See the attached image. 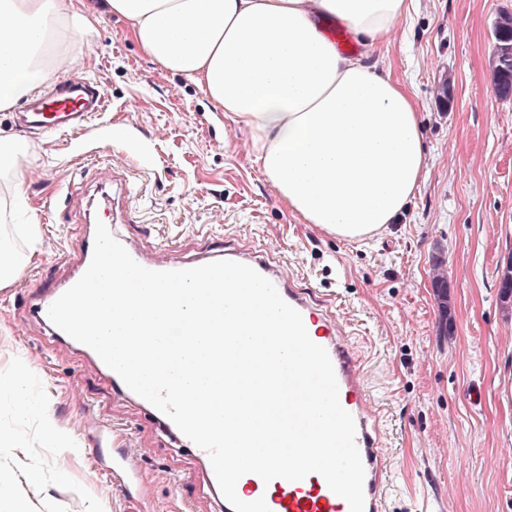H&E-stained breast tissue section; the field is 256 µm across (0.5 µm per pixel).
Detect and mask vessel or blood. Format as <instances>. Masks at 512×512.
Instances as JSON below:
<instances>
[{"mask_svg":"<svg viewBox=\"0 0 512 512\" xmlns=\"http://www.w3.org/2000/svg\"><path fill=\"white\" fill-rule=\"evenodd\" d=\"M104 106V94L97 83H48L40 98L27 103L16 114L19 132L32 134H69L82 136L95 112ZM131 257L144 268L154 271L176 269L168 259L166 248L152 253L130 248ZM228 259L254 268L270 280L282 299L302 316L306 329L312 330L317 344L323 346L332 361L341 406L348 411L356 425L355 443L364 466L365 512H388L389 465L386 450L376 431L368 407L365 374L357 355L345 343V331L328 312L327 300L318 299L309 288L298 285V276L287 268L266 261L261 252H242L235 249L224 253L206 251L202 263ZM23 288L39 289L40 295L29 308V315L39 324L50 326L52 336H61L59 328L51 327L49 307L64 293L61 284L47 285L45 278H26ZM143 454L136 449L122 453L112 462V473L124 487H132L141 469ZM272 497L265 499L270 512H350L346 500L335 494L323 476L312 473L299 481L277 478L271 481Z\"/></svg>","mask_w":512,"mask_h":512,"instance_id":"1","label":"vessel or blood"}]
</instances>
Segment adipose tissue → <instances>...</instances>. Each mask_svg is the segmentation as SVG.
<instances>
[{"label":"adipose tissue","mask_w":512,"mask_h":512,"mask_svg":"<svg viewBox=\"0 0 512 512\" xmlns=\"http://www.w3.org/2000/svg\"><path fill=\"white\" fill-rule=\"evenodd\" d=\"M411 0H0V111L75 64L102 14L250 135L289 210L339 239L370 240L407 210L425 174L404 83L340 52L323 23L383 39Z\"/></svg>","instance_id":"1"}]
</instances>
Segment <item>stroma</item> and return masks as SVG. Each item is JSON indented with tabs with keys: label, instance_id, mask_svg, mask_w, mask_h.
<instances>
[{
	"label": "stroma",
	"instance_id": "stroma-1",
	"mask_svg": "<svg viewBox=\"0 0 512 512\" xmlns=\"http://www.w3.org/2000/svg\"><path fill=\"white\" fill-rule=\"evenodd\" d=\"M390 38L356 43L410 84L422 117L427 173L399 222L369 243L305 224L279 200L248 152L246 128L191 83L166 71L104 16L92 56L66 79L97 80L105 110L79 138H27L22 187L0 184V240L20 259L0 277V432L14 429L9 390L19 368L70 445L30 430L0 447V478L30 512H220L199 462L122 400L68 344L35 323L18 333L25 274L61 279L89 230L71 198L94 194L97 172L120 158V204L138 223L117 232L151 249L193 256L207 241L266 252L306 288L337 302L377 412L393 469L389 512H512V307L500 274L512 261V100L491 80L493 23L512 0H414ZM447 274L450 329L433 286ZM145 448L141 492L113 484L118 443ZM40 471L37 485L27 469Z\"/></svg>",
	"mask_w": 512,
	"mask_h": 512
}]
</instances>
